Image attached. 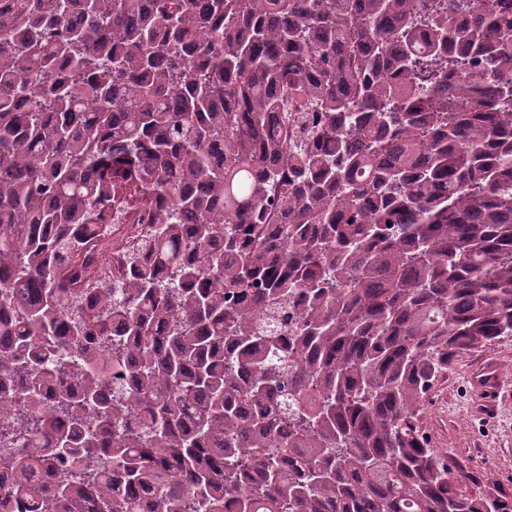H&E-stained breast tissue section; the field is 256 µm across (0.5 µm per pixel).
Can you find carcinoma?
I'll list each match as a JSON object with an SVG mask.
<instances>
[{
  "mask_svg": "<svg viewBox=\"0 0 512 512\" xmlns=\"http://www.w3.org/2000/svg\"><path fill=\"white\" fill-rule=\"evenodd\" d=\"M505 337L512 0H0V512H512L418 424ZM164 208V201L156 199L151 203L148 195L143 194L138 202L130 205L124 211L112 213V228L103 238L102 250L96 264L98 279L112 280V282L116 279L120 255L127 243L144 234L150 225L157 221L158 215ZM111 237L112 248L109 242ZM105 244L108 245L105 255L112 250V260L109 263H104L101 257Z\"/></svg>",
  "mask_w": 512,
  "mask_h": 512,
  "instance_id": "1",
  "label": "carcinoma"
}]
</instances>
